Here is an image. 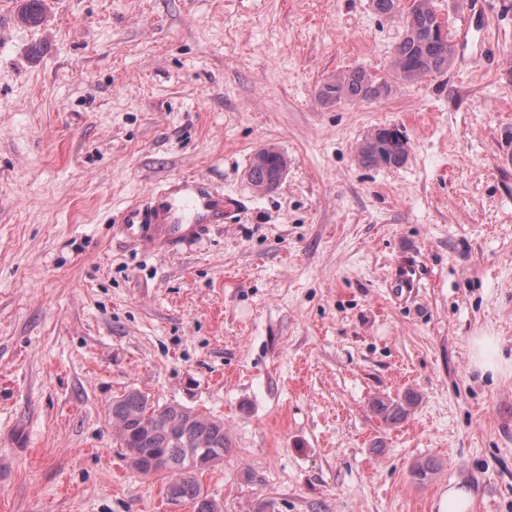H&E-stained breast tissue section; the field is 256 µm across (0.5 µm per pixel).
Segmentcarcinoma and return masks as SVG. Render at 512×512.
Segmentation results:
<instances>
[{"mask_svg":"<svg viewBox=\"0 0 512 512\" xmlns=\"http://www.w3.org/2000/svg\"><path fill=\"white\" fill-rule=\"evenodd\" d=\"M371 2L376 13L398 16L403 23V37L394 48L395 80L410 84L423 76L443 73L453 64L455 44L434 31L436 16L429 0H412L405 12L398 10V0ZM21 19L28 25L41 24L42 0H25ZM392 88L391 83L358 67L325 79L316 97L325 106L346 100L370 101L389 95ZM357 156L367 167H400L407 160V141L389 127H378L360 143ZM279 163L288 164L279 151L270 160L254 156L248 173L252 184L260 191L275 188L273 172ZM414 405V394L407 392L397 398H377L371 409L384 422L396 424L408 417ZM111 414L116 441L124 448L134 471L143 476L168 475L167 496L191 502L195 512H221L216 502L201 494L195 474L218 465L228 453L223 420L179 403L160 405L136 390L112 400Z\"/></svg>","mask_w":512,"mask_h":512,"instance_id":"cac0c4a2","label":"carcinoma"}]
</instances>
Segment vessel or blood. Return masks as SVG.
<instances>
[{
  "mask_svg": "<svg viewBox=\"0 0 512 512\" xmlns=\"http://www.w3.org/2000/svg\"><path fill=\"white\" fill-rule=\"evenodd\" d=\"M239 207L230 195H213L205 180L182 178L150 196L147 207L124 210L118 221L127 239L172 251L201 244L211 225L223 223Z\"/></svg>",
  "mask_w": 512,
  "mask_h": 512,
  "instance_id": "b4317fda",
  "label": "vessel or blood"
}]
</instances>
